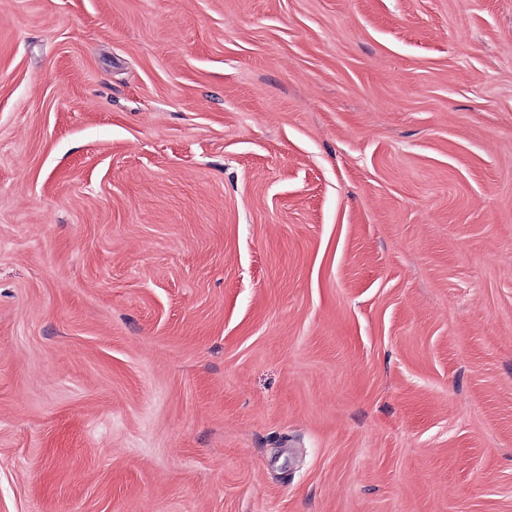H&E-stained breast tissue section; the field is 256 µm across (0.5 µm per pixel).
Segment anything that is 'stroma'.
Masks as SVG:
<instances>
[{
    "label": "stroma",
    "mask_w": 512,
    "mask_h": 512,
    "mask_svg": "<svg viewBox=\"0 0 512 512\" xmlns=\"http://www.w3.org/2000/svg\"><path fill=\"white\" fill-rule=\"evenodd\" d=\"M0 512H512V0H0Z\"/></svg>",
    "instance_id": "1"
}]
</instances>
